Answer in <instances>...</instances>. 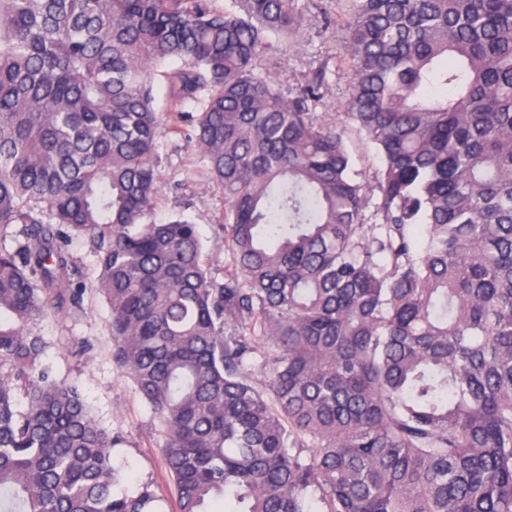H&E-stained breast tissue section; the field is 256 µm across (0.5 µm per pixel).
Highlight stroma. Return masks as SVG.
<instances>
[{"label":"stroma","instance_id":"1","mask_svg":"<svg viewBox=\"0 0 512 512\" xmlns=\"http://www.w3.org/2000/svg\"><path fill=\"white\" fill-rule=\"evenodd\" d=\"M300 3L304 21L297 45L286 53L279 43H271L267 50L268 68L288 92L297 91L317 70H325L328 82L316 110L328 119L343 121L344 102L350 93V64L345 54L341 7L338 0ZM158 154L163 195L154 213L155 221L164 222L179 212H187L200 228L210 276L223 280L224 271L231 264L219 228L225 208L223 192L209 184L205 164L193 144L165 133L159 139ZM108 323V307L95 294L86 298L76 317L60 320L45 315L37 323V330L47 343L43 364L58 378H74L82 383L101 426L108 432L122 433L127 439L114 451L116 465L133 482L153 483L168 508L174 501V490L160 451L162 438L131 381L112 361ZM76 340L89 342L90 351L82 356L70 355L68 349Z\"/></svg>","mask_w":512,"mask_h":512}]
</instances>
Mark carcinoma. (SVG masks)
I'll return each mask as SVG.
<instances>
[{
    "label": "carcinoma",
    "mask_w": 512,
    "mask_h": 512,
    "mask_svg": "<svg viewBox=\"0 0 512 512\" xmlns=\"http://www.w3.org/2000/svg\"><path fill=\"white\" fill-rule=\"evenodd\" d=\"M344 2L347 127L263 67L299 0H0V512H162L42 366L89 286L175 512H512V0ZM164 131L224 192L221 282L152 220ZM354 170L358 174L357 179L360 181L371 178L374 170L379 164L378 159L375 157L373 151L366 145L359 141H354L351 145Z\"/></svg>",
    "instance_id": "obj_1"
}]
</instances>
